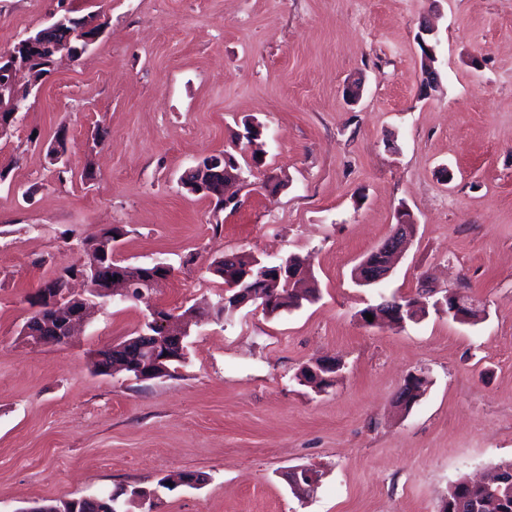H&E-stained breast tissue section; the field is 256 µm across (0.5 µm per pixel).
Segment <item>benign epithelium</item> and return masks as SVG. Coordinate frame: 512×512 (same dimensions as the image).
<instances>
[{
	"label": "benign epithelium",
	"instance_id": "7a95c632",
	"mask_svg": "<svg viewBox=\"0 0 512 512\" xmlns=\"http://www.w3.org/2000/svg\"><path fill=\"white\" fill-rule=\"evenodd\" d=\"M58 29L67 31L65 39L60 42L46 44L45 34L52 33ZM98 26L92 21H78L64 13L45 27L42 32L31 34L17 47V51L0 59V115L5 112H18V105L26 99V95L20 93L16 85V76L25 73L29 77V88L34 89L40 84L37 78V71L40 65L49 62L54 63V57L43 53L44 46L48 45L53 52L57 53L62 49L68 53H74L73 43H82L80 52L84 53L95 41L94 35ZM196 175L195 184L200 191L205 187L211 175L221 174L224 176V185L235 181V177L224 166V156L212 155L200 160L198 165L192 169ZM415 224L410 215H400L393 233L374 251L380 263L375 264L367 259L360 262L358 282L363 285H376L386 279L394 268L395 260L404 252L408 241L413 233ZM123 277L120 278L123 289L119 296L128 298L132 289H137L136 297H141L153 291L157 286L171 275V267L164 263L152 265L129 266L122 270ZM252 272L248 271L242 275L237 283L228 284V287L235 290L233 308H240L248 303H257L258 298L254 291L245 287L244 281ZM75 277L86 281L87 296H73L66 294L67 303L60 305L59 296L54 288H41L33 298L34 313L37 314L36 323H27L22 329V337L32 344H64L66 343L74 327L84 320L90 308V298H110L112 289L99 287L87 282V277L81 273ZM302 277V274L293 268L284 265L276 268L275 279L269 280L270 288L278 287L281 281L290 284L295 283ZM424 301L411 304L405 308L395 300L385 299L381 304L367 307L360 311V319L364 324L371 322L387 326H404L406 319L403 318V310H409L411 320L417 321L426 315ZM448 309V317L457 322H474L480 319L483 309L471 297L460 292L452 291L444 299L438 301L435 309ZM373 316V321L366 319V314ZM185 331L173 327V318L165 311L157 309L152 313V321L148 322L147 329L139 336L131 340L133 347L128 349L120 361V366L129 370L139 380H150L164 377L172 372V363L178 361L177 354H164L170 344L178 345V354L184 353L183 340ZM112 350L114 347L105 348L95 354L93 367L100 374H112L115 367L112 366ZM337 365L333 360H319L307 366V380L313 384H321L324 380V372L336 369ZM425 377L421 374L409 376L401 386L397 396V402L406 407H411L423 393ZM505 472L488 473L479 481L472 482L462 479L448 487L450 495L458 497L465 493L467 497L480 502L484 512H504L500 496L489 497L486 489L490 485L504 483ZM314 472L309 469H296L292 471L289 482L296 491L304 494L307 488L314 482Z\"/></svg>",
	"mask_w": 512,
	"mask_h": 512
}]
</instances>
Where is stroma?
I'll use <instances>...</instances> for the list:
<instances>
[{"label": "stroma", "instance_id": "stroma-1", "mask_svg": "<svg viewBox=\"0 0 512 512\" xmlns=\"http://www.w3.org/2000/svg\"><path fill=\"white\" fill-rule=\"evenodd\" d=\"M65 8L103 32L57 55L0 138V512L135 488L152 497L129 512H438L453 482L511 461L512 0H0V50ZM219 153L244 177L233 211L180 184ZM402 210L407 251L357 286ZM112 228L115 259L165 262L169 279L98 307L70 343L27 342L29 297ZM232 252L305 259L317 299L191 326L171 377L93 371L151 308L216 306L210 265ZM424 285L477 298L484 319L360 320ZM329 357L332 387L299 381ZM420 371L425 391L401 409ZM299 468L318 474L303 499L286 479ZM178 471L202 479L160 487ZM425 377L422 374L410 375L401 386L397 402L405 408L411 407L423 393Z\"/></svg>", "mask_w": 512, "mask_h": 512}]
</instances>
